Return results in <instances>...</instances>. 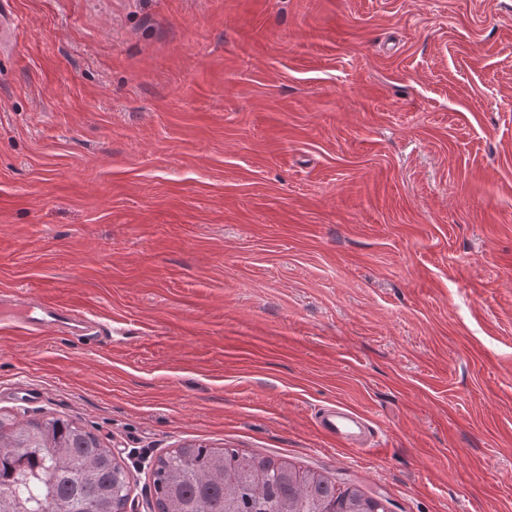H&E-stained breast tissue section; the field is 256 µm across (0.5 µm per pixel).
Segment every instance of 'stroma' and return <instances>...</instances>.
<instances>
[{
	"label": "stroma",
	"instance_id": "stroma-1",
	"mask_svg": "<svg viewBox=\"0 0 512 512\" xmlns=\"http://www.w3.org/2000/svg\"><path fill=\"white\" fill-rule=\"evenodd\" d=\"M0 413L157 512L186 444L388 512H512V0H9ZM339 404L379 450L314 424ZM93 320L87 315L76 314L73 310L51 302H40L25 313L18 328L27 334L41 331L47 325H61L78 336L92 335ZM87 331L89 333H87Z\"/></svg>",
	"mask_w": 512,
	"mask_h": 512
}]
</instances>
